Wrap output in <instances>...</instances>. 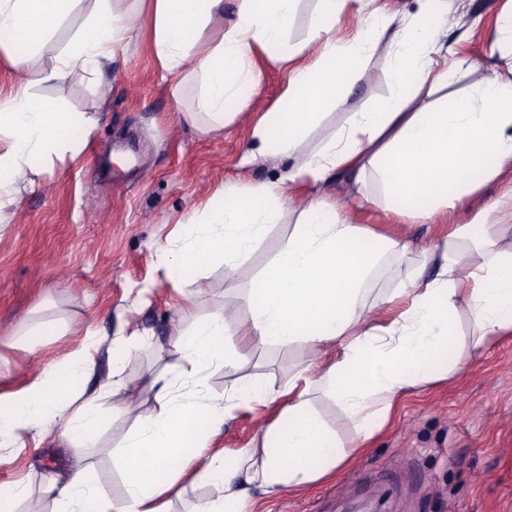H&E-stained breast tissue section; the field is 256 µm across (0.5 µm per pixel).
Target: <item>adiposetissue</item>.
I'll use <instances>...</instances> for the list:
<instances>
[{
    "instance_id": "1",
    "label": "adipose tissue",
    "mask_w": 512,
    "mask_h": 512,
    "mask_svg": "<svg viewBox=\"0 0 512 512\" xmlns=\"http://www.w3.org/2000/svg\"><path fill=\"white\" fill-rule=\"evenodd\" d=\"M81 0H0V30L24 39L29 49L61 23ZM297 0H241L235 19L225 21L224 0H154L156 54L170 74L199 79L191 115L199 132L223 128L230 118L226 99L240 85L257 87L258 53L278 50L288 64V83L279 101L260 114L250 134L251 156L288 155L295 162L275 183L245 190L218 189L222 204L205 207L203 225L185 224L183 247L170 250L169 274L183 285H198V268L219 260L234 272L269 225L295 216L296 224L274 259L253 280L246 296L228 295L223 311L211 314L176 343L178 362L152 380L157 407L149 414L128 405L136 426L121 457L126 495L121 501L95 493L85 450L94 445L100 415L83 402L72 378L87 373L92 360L71 358L46 381L0 396V438L24 445L31 426L59 423L58 435L71 450L63 480L51 490L59 512H170L167 494L180 480L217 484L224 497L196 512H252V489L270 495L281 489L304 490L336 471L346 454L313 408L309 394L322 389L368 441L388 421L399 396L418 383L446 379L452 369L437 364L454 336L458 307H467L478 330V344L512 332V187L493 205L496 221L486 237L465 248L464 229L443 246L425 249L437 273L411 271L390 301L405 310L380 325L376 305L363 298L369 276L395 241L371 237L354 224L351 208L336 223L326 217L320 196L295 201L292 184H325L336 170L356 185L375 180L387 202L386 213L402 208L414 217L432 218L512 171V7L500 16L493 39L501 60L486 64L465 59L452 67L435 58L451 54L418 16H360L354 36L340 35L336 24L348 0H318L317 19L304 43L288 48L284 38L294 23ZM222 25L220 41L206 32ZM131 28L114 0H94L80 35L59 51L40 53L45 80L66 82L80 68L113 57L125 47ZM391 62L394 95L368 112L353 113L347 127L317 152L300 146L316 126L320 111L343 101L374 52ZM473 76L471 94L425 103L434 88L448 85L455 70ZM71 113L54 99H33L26 81L0 98V193L35 187L41 174L31 156H62L71 145L65 134ZM482 181H474L475 172ZM247 320H238L240 308ZM239 335L260 344H297L313 359L290 380L287 390L241 380L214 396L203 388L204 373L245 354L230 355L225 342ZM292 396L277 419L260 433L261 444L225 456L213 445L224 422L241 405L275 402Z\"/></svg>"
}]
</instances>
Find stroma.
Returning a JSON list of instances; mask_svg holds the SVG:
<instances>
[{
	"label": "stroma",
	"instance_id": "1",
	"mask_svg": "<svg viewBox=\"0 0 512 512\" xmlns=\"http://www.w3.org/2000/svg\"><path fill=\"white\" fill-rule=\"evenodd\" d=\"M448 4L458 9L461 22L445 43L457 56L498 61L490 35L507 0ZM119 7L136 17L127 47L114 59L77 71L67 83L42 81L33 61L17 73L11 57L25 50L19 40L0 48V95L8 94L21 76L33 98H53L66 111L97 119L90 134L73 125L69 135L77 151L42 162L38 186L0 207V395L30 386L43 370L63 367L75 354H91L93 368L77 383L103 417L100 437L87 450L91 479L100 494L117 501L125 484L113 452L133 424L125 402L132 398L141 411L153 409L148 383L176 360L179 334L223 310L226 295L245 293L294 228L290 221L270 225L234 272L220 264L204 269L205 291L194 305H186L157 249L176 234L179 223L200 222L204 204L217 189L273 183L287 173L291 161L286 157L248 166L241 160L256 113L280 99L288 71L275 57L261 56L259 89L242 88L239 96L250 100L251 109L239 110V98L227 99L224 109L234 113V120L200 133L188 118L198 81L161 69L147 0H121ZM393 92L389 64L374 54L347 99L326 108L308 132L303 151L320 149L353 113L378 106ZM502 189L500 182L488 183L434 221H397L376 206L359 208L356 222L362 229L411 245L408 252L387 253L366 287V300L378 304L381 321L403 310V303L389 305L385 299L409 271L420 267L425 277L434 276L423 248L442 245L458 224L468 225L470 242L483 238L477 216ZM28 316L56 326L34 351L21 340ZM455 326L459 339L449 344L439 365L460 361L458 373L414 388L366 447H355L356 432L336 402L313 393L312 403L335 428L347 463L335 478L304 492L286 489L269 497L261 512H349L362 503L376 505L377 512H512V335L477 348L468 311H459ZM134 327L143 338L129 349L122 337ZM89 330L99 336L97 348L87 345ZM226 346L246 348L249 363L232 361L209 370L205 387L216 396L243 376L285 388L311 357L295 345H246L237 336ZM116 356L125 360L123 375L134 384L132 393L100 390ZM280 410L277 402L239 407L225 422L216 447L229 456L254 447ZM65 458L55 439L34 430L25 447L2 444L0 490L27 483L33 498L46 500L53 512L46 488L61 473Z\"/></svg>",
	"mask_w": 512,
	"mask_h": 512
}]
</instances>
